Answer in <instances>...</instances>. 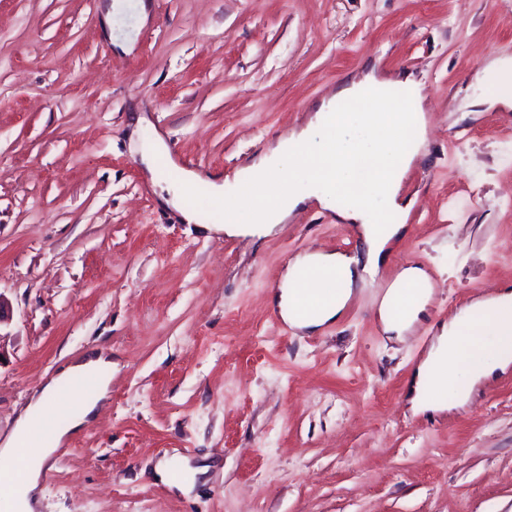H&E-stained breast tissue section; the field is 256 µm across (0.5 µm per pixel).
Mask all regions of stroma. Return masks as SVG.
<instances>
[{
  "instance_id": "35a3bbf8",
  "label": "stroma",
  "mask_w": 512,
  "mask_h": 512,
  "mask_svg": "<svg viewBox=\"0 0 512 512\" xmlns=\"http://www.w3.org/2000/svg\"><path fill=\"white\" fill-rule=\"evenodd\" d=\"M0 0V438L43 381L97 350L112 384L52 456L38 512H512V368L469 404L413 413L418 366L465 304L512 288V109L482 69L512 58V0ZM413 74L429 110L405 173L406 235L339 318L290 326L289 264L353 253L318 201L259 238L157 203L162 176L234 182L368 65ZM147 122L134 129L136 113ZM415 265L432 295L402 340L380 301ZM198 469L190 494L153 476ZM164 151V144L159 139L153 145L141 149L143 162L151 175L154 185L160 189L158 196L163 208L176 211L183 221L192 224L196 220V216L194 212L182 206V198L188 193L187 189L199 180V175L193 171H185L183 181L178 187L162 186L155 180L154 175L157 170V160L164 154Z\"/></svg>"
}]
</instances>
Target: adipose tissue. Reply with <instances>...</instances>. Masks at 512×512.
<instances>
[{
	"mask_svg": "<svg viewBox=\"0 0 512 512\" xmlns=\"http://www.w3.org/2000/svg\"><path fill=\"white\" fill-rule=\"evenodd\" d=\"M390 78L368 71L360 80L344 82L330 97L315 107L307 126L282 136L277 144L260 154L239 177L234 192L250 201L249 215L218 220L215 231L230 236H262L308 200L332 207L337 195L355 187L362 166H369L371 180L352 208L338 211L343 222L360 225L364 250L361 256L311 253L296 258L289 266L276 296L283 319L300 329H316L337 320L353 292L355 281L375 276L390 247L405 235L401 224H375V211L401 208V182L405 172L420 156L427 133L424 112L389 109ZM284 174L289 186L274 190L271 176ZM334 277L338 296L309 315L298 314V291L315 281ZM417 267L404 268L381 301L380 317L386 331L403 335L418 320L429 301L415 296L414 286L424 283ZM512 367V292L503 291L475 300L442 327L426 359L419 366L413 385L411 406L416 410L439 411L465 405L474 387L496 372ZM77 375L96 378L91 394L73 395L77 409L70 418L57 420L53 438L34 447L22 442L35 422L43 421L46 410L60 406V395L70 389ZM448 389L444 401L430 395L433 380ZM112 380V360L93 353L72 363L47 382L39 395L19 416L13 432L0 443V466L19 465L20 484L11 500V512H35L41 493L44 461L59 443L79 431L91 419Z\"/></svg>",
	"mask_w": 512,
	"mask_h": 512,
	"instance_id": "ef3b65f1",
	"label": "adipose tissue"
}]
</instances>
